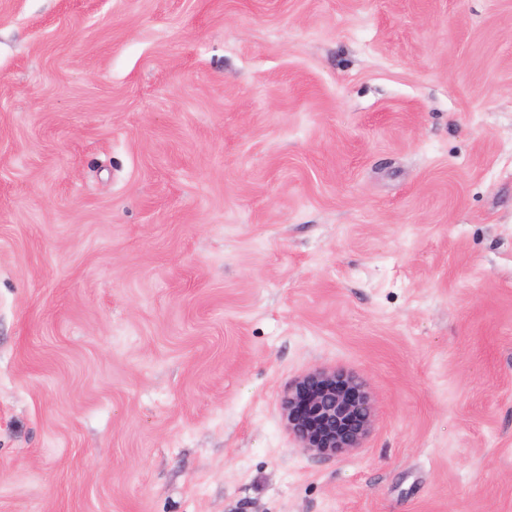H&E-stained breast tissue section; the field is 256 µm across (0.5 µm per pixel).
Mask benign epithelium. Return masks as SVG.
<instances>
[{
  "instance_id": "7a95c632",
  "label": "benign epithelium",
  "mask_w": 512,
  "mask_h": 512,
  "mask_svg": "<svg viewBox=\"0 0 512 512\" xmlns=\"http://www.w3.org/2000/svg\"><path fill=\"white\" fill-rule=\"evenodd\" d=\"M281 408L298 447L318 456L357 450L373 426L374 405L364 382L333 368L316 369L288 383Z\"/></svg>"
}]
</instances>
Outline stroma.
Here are the masks:
<instances>
[{"label":"stroma","instance_id":"obj_1","mask_svg":"<svg viewBox=\"0 0 512 512\" xmlns=\"http://www.w3.org/2000/svg\"><path fill=\"white\" fill-rule=\"evenodd\" d=\"M0 512H512V0H0ZM281 408L298 447L318 456L357 450L373 426L374 405L364 382L333 368L316 369L291 381L281 396Z\"/></svg>","mask_w":512,"mask_h":512}]
</instances>
